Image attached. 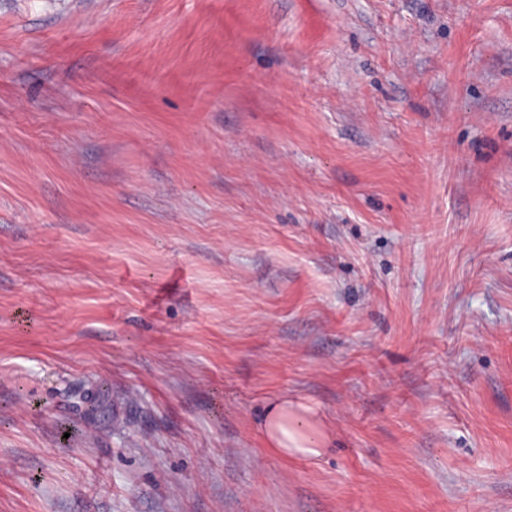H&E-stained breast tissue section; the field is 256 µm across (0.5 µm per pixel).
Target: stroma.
<instances>
[{"instance_id":"stroma-1","label":"stroma","mask_w":512,"mask_h":512,"mask_svg":"<svg viewBox=\"0 0 512 512\" xmlns=\"http://www.w3.org/2000/svg\"><path fill=\"white\" fill-rule=\"evenodd\" d=\"M0 512H512V0H0ZM314 415L311 407L288 398L270 402L260 421L267 447L287 458L321 456L325 439Z\"/></svg>"}]
</instances>
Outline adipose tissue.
Here are the masks:
<instances>
[{
	"mask_svg": "<svg viewBox=\"0 0 512 512\" xmlns=\"http://www.w3.org/2000/svg\"><path fill=\"white\" fill-rule=\"evenodd\" d=\"M267 447L284 457L310 459L321 456L324 434L311 407L281 398L270 402L261 417Z\"/></svg>",
	"mask_w": 512,
	"mask_h": 512,
	"instance_id": "obj_1",
	"label": "adipose tissue"
}]
</instances>
